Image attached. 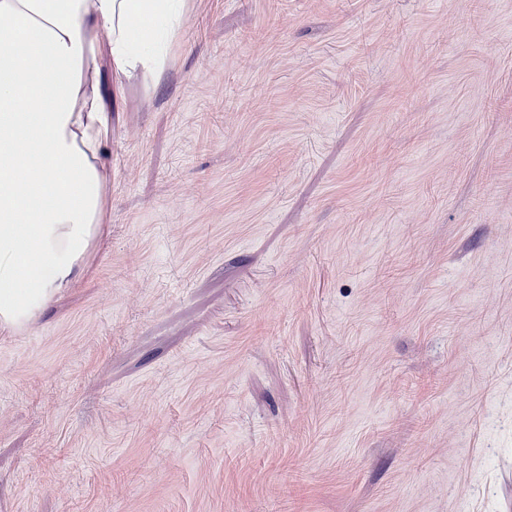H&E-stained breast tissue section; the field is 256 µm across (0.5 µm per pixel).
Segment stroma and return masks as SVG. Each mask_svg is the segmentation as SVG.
Returning a JSON list of instances; mask_svg holds the SVG:
<instances>
[{
    "label": "stroma",
    "mask_w": 512,
    "mask_h": 512,
    "mask_svg": "<svg viewBox=\"0 0 512 512\" xmlns=\"http://www.w3.org/2000/svg\"><path fill=\"white\" fill-rule=\"evenodd\" d=\"M184 12L0 322V512H512V0Z\"/></svg>",
    "instance_id": "stroma-1"
}]
</instances>
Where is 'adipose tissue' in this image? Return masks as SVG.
Returning <instances> with one entry per match:
<instances>
[{
  "mask_svg": "<svg viewBox=\"0 0 512 512\" xmlns=\"http://www.w3.org/2000/svg\"><path fill=\"white\" fill-rule=\"evenodd\" d=\"M183 19V0H0V320L28 316L78 275L99 221L113 91L162 67Z\"/></svg>",
  "mask_w": 512,
  "mask_h": 512,
  "instance_id": "1",
  "label": "adipose tissue"
}]
</instances>
